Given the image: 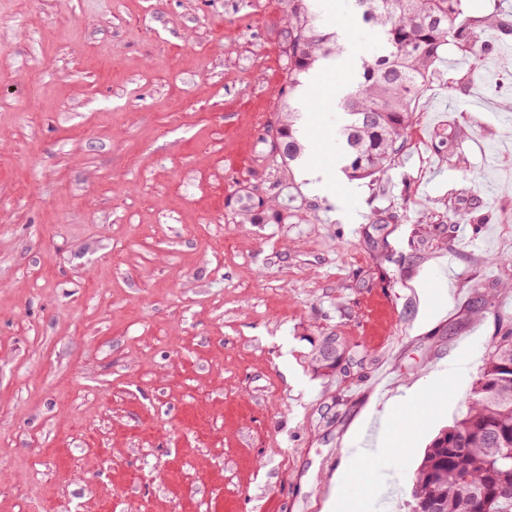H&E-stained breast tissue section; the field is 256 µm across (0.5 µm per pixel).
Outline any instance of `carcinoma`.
I'll list each match as a JSON object with an SVG mask.
<instances>
[{
    "label": "carcinoma",
    "mask_w": 512,
    "mask_h": 512,
    "mask_svg": "<svg viewBox=\"0 0 512 512\" xmlns=\"http://www.w3.org/2000/svg\"><path fill=\"white\" fill-rule=\"evenodd\" d=\"M363 25L384 53L362 59L356 86L343 98L345 171L372 178L391 166L404 143L416 102L440 54L454 43L474 54L486 50L484 28L492 16H463L462 0H354ZM288 70L278 90L274 122L280 156L301 158L297 112L289 104L300 76L337 52L335 34L324 30L309 0H288L284 42ZM466 411L425 448L411 477V512H512V314L499 315V332L465 400Z\"/></svg>",
    "instance_id": "obj_1"
}]
</instances>
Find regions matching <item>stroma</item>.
<instances>
[{
	"instance_id": "1",
	"label": "stroma",
	"mask_w": 512,
	"mask_h": 512,
	"mask_svg": "<svg viewBox=\"0 0 512 512\" xmlns=\"http://www.w3.org/2000/svg\"><path fill=\"white\" fill-rule=\"evenodd\" d=\"M356 16L320 19L381 54ZM287 31L288 0H0V512H322L367 468L357 512H409L512 313V30L445 47L392 165L332 198L270 149ZM388 407L404 440L352 456Z\"/></svg>"
}]
</instances>
